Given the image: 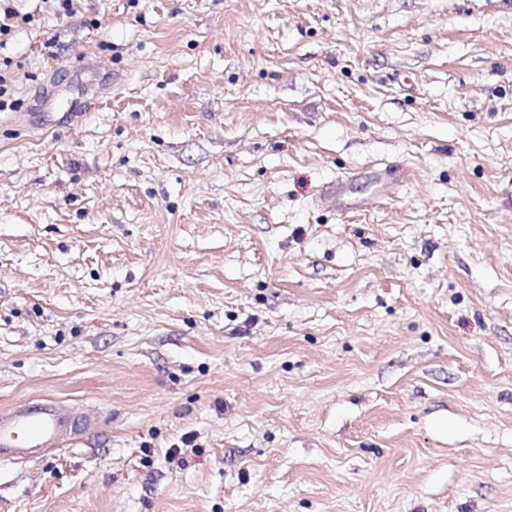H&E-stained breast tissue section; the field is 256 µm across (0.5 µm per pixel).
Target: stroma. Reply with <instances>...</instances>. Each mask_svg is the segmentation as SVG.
Here are the masks:
<instances>
[{
  "label": "stroma",
  "instance_id": "obj_1",
  "mask_svg": "<svg viewBox=\"0 0 512 512\" xmlns=\"http://www.w3.org/2000/svg\"><path fill=\"white\" fill-rule=\"evenodd\" d=\"M14 5L0 512H512V0ZM98 415L43 397L0 409V463L40 459L46 452L95 433Z\"/></svg>",
  "mask_w": 512,
  "mask_h": 512
}]
</instances>
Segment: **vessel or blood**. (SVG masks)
<instances>
[{
	"instance_id": "obj_1",
	"label": "vessel or blood",
	"mask_w": 512,
	"mask_h": 512,
	"mask_svg": "<svg viewBox=\"0 0 512 512\" xmlns=\"http://www.w3.org/2000/svg\"><path fill=\"white\" fill-rule=\"evenodd\" d=\"M98 415L43 397L0 409V463L31 461L95 433Z\"/></svg>"
}]
</instances>
